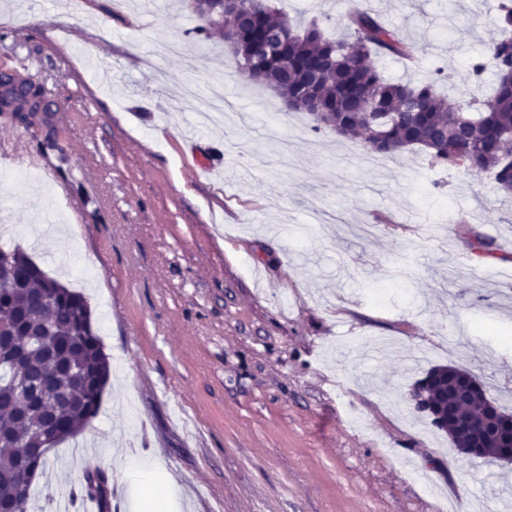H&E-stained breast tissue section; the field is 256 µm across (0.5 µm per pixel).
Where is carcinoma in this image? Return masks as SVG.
<instances>
[{
    "instance_id": "carcinoma-1",
    "label": "carcinoma",
    "mask_w": 512,
    "mask_h": 512,
    "mask_svg": "<svg viewBox=\"0 0 512 512\" xmlns=\"http://www.w3.org/2000/svg\"><path fill=\"white\" fill-rule=\"evenodd\" d=\"M199 32L228 26L237 70L296 110L319 112L313 131L358 136L367 132L371 151L394 156L423 152L431 164L494 174L512 208V84L500 65L512 56V37L496 38L471 62L472 75L495 69L488 98L467 94L451 104L432 82L413 84L386 76L383 57L413 60L412 47L369 8L346 17V34L331 38L316 20L292 24L270 0H247L238 23L218 13L197 14ZM290 29L294 36L268 57L253 56L252 41ZM42 85L13 71L0 76V114L26 129L41 102ZM314 98L318 110L304 106ZM0 332L4 349L23 353L0 369V509L30 512L31 488L49 458L39 447L46 432L59 444L79 435L96 417L109 363L85 299L48 276L26 253L0 249Z\"/></svg>"
}]
</instances>
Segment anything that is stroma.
Returning <instances> with one entry per match:
<instances>
[{"label":"stroma","mask_w":512,"mask_h":512,"mask_svg":"<svg viewBox=\"0 0 512 512\" xmlns=\"http://www.w3.org/2000/svg\"><path fill=\"white\" fill-rule=\"evenodd\" d=\"M360 2L275 0L329 36ZM377 2L420 59L384 60L389 78L473 87L501 0ZM198 24L180 0H0V70L45 86L58 143L0 116V248L84 295L110 362L36 508L99 470L128 512H496L512 464L459 454L409 400L454 365L512 414L493 174L312 132Z\"/></svg>","instance_id":"obj_1"}]
</instances>
